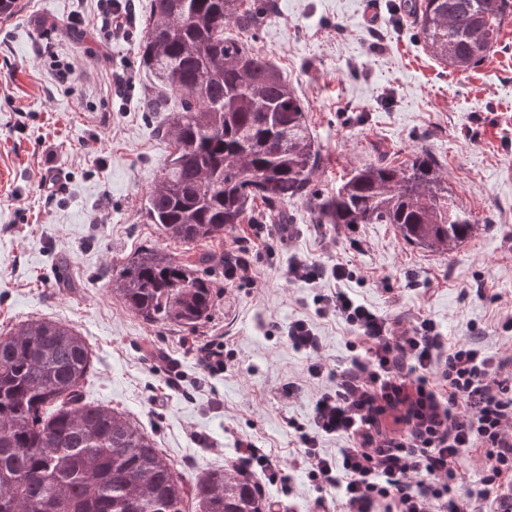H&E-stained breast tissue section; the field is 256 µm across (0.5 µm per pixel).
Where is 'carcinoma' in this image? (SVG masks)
Returning a JSON list of instances; mask_svg holds the SVG:
<instances>
[{
    "instance_id": "1",
    "label": "carcinoma",
    "mask_w": 512,
    "mask_h": 512,
    "mask_svg": "<svg viewBox=\"0 0 512 512\" xmlns=\"http://www.w3.org/2000/svg\"><path fill=\"white\" fill-rule=\"evenodd\" d=\"M141 61L180 109L161 128L172 150L144 199L147 223L185 245L224 235L252 213L288 223L282 206L309 200L320 163L306 108L280 70L229 25L257 30L254 0H151ZM424 47L466 70L498 43L512 0H413L405 5ZM320 224H392L403 240L448 253L476 224L452 201L425 146L403 165L380 159L350 171L315 204ZM206 253L181 260L147 247L122 268L119 300L150 324L193 330L212 311ZM92 368L83 336L32 319L0 334V512H263L256 486L233 466L186 483L126 414L82 400Z\"/></svg>"
}]
</instances>
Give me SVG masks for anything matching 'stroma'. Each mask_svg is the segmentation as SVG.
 <instances>
[{
    "label": "stroma",
    "instance_id": "obj_1",
    "mask_svg": "<svg viewBox=\"0 0 512 512\" xmlns=\"http://www.w3.org/2000/svg\"><path fill=\"white\" fill-rule=\"evenodd\" d=\"M19 2L0 20V164L13 170L0 190V334L34 318L74 327L94 359L84 402L137 420L185 478L233 464L234 436L254 435L287 475L267 485V500L308 512L318 495L294 429L309 425L319 383L282 332L307 320L332 368L351 358L352 332L315 315L313 290L281 279L293 258L349 264L345 289L381 314L410 326L432 320L447 341L474 340L492 357L512 351L500 328L512 311V16L486 59L463 72L423 49L403 0H272L255 33L227 28L279 66L303 99L322 157L316 197L359 165L398 164L423 145L477 224L440 254L408 245L391 224L318 223L312 202L293 200L287 233L254 241L272 253L250 287L224 283V251L241 228L190 249L143 215L170 151L158 127L179 106L171 97L164 111L145 110L154 92L141 63L150 0H127L108 39L100 26L110 0ZM66 62L75 72L63 81L56 67ZM147 246L179 259L211 255L214 307L191 334L232 339L226 372H204L184 344L190 333L142 321L113 294V278ZM160 353L182 391L155 369ZM291 381L299 390L283 397Z\"/></svg>",
    "mask_w": 512,
    "mask_h": 512
}]
</instances>
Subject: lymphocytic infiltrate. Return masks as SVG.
<instances>
[{"mask_svg": "<svg viewBox=\"0 0 512 512\" xmlns=\"http://www.w3.org/2000/svg\"><path fill=\"white\" fill-rule=\"evenodd\" d=\"M262 255L249 237L235 238L224 256V280L246 286L259 279ZM290 284L316 288V312L352 327L358 355L327 371L321 340L310 323L284 331L310 356V378H328L317 393L309 428L298 446L309 476L340 488L344 512H512V355L500 358L469 340L447 343L436 325H406L358 303L342 284L353 272L296 258L281 270ZM337 289L319 293L323 280ZM347 443L339 456L322 440ZM483 458L478 490L460 492L454 470L470 452Z\"/></svg>", "mask_w": 512, "mask_h": 512, "instance_id": "lymphocytic-infiltrate-1", "label": "lymphocytic infiltrate"}]
</instances>
